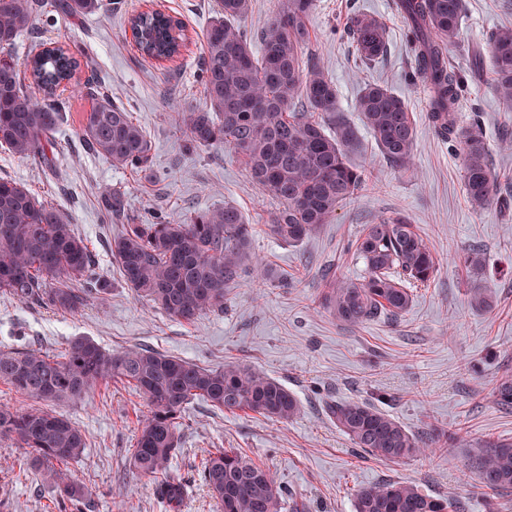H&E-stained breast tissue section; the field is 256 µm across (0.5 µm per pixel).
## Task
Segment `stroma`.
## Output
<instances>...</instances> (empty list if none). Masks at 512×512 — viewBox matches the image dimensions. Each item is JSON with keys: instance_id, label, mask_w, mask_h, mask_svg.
<instances>
[{"instance_id": "obj_1", "label": "stroma", "mask_w": 512, "mask_h": 512, "mask_svg": "<svg viewBox=\"0 0 512 512\" xmlns=\"http://www.w3.org/2000/svg\"><path fill=\"white\" fill-rule=\"evenodd\" d=\"M218 2L102 0L98 11L77 20L48 9L40 15L39 26L48 37L77 53L80 78L97 73L113 101L145 126L153 143V168L143 179L87 150L80 125L94 101L84 94L69 98L52 165L0 148V177L54 204L88 242L105 287L101 293L88 292L74 314L0 294V348L33 347L58 355L70 339L85 336L112 352L141 347L207 367L236 362L288 387L299 412L283 423L250 412L227 414L201 400L187 405L178 430L181 452L168 471L189 482L181 512H217L197 475L202 459L217 448L236 449L270 468L290 499L305 503L308 512H353L355 491L383 480L462 501L467 512H486L470 446L512 438V413L500 411L489 397L495 380L512 371V210L478 214L471 209L461 155L431 123L424 85L412 76L410 31L396 0H317L303 56L317 61L334 81L340 112L359 128L351 160L374 177L300 244L288 246L269 236L264 221L277 201L256 188L231 149L192 147L184 131L186 113L206 104L202 35ZM464 3L460 35L448 51L449 67L465 80L458 122H480L492 168L511 194L512 111L494 90L485 41L494 29L512 28V0ZM155 9L181 20L185 40L174 57L149 61L136 47L127 20ZM356 11L377 15L387 25L388 52L370 64L358 58L344 34L348 16ZM374 83L391 89L413 116L417 145L410 171L391 166L358 125L357 97ZM109 190L123 196L124 220L104 210L101 195ZM227 202L252 223L251 252L272 269L274 281L245 273L223 310L189 324L170 319L125 285L110 251L125 224L154 213L180 222ZM398 214L418 227L439 263L437 274L416 289L411 308L397 320L338 324L318 305L322 273L363 276L352 241L364 225ZM473 246L485 253L478 282L494 301L489 311L472 306L473 282L458 266L459 255ZM336 399L372 401L412 433L434 427L456 431L466 444L399 464L361 458L324 411ZM56 409L86 436L82 457L68 470L89 493L88 512H170L154 481L137 476L130 465L140 420L148 411L142 396L112 381ZM27 455V449L0 439V499L7 512H54L53 487L19 473Z\"/></svg>"}]
</instances>
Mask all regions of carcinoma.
Instances as JSON below:
<instances>
[{"mask_svg":"<svg viewBox=\"0 0 512 512\" xmlns=\"http://www.w3.org/2000/svg\"><path fill=\"white\" fill-rule=\"evenodd\" d=\"M100 0H54L66 17L94 13ZM314 0H279L275 17L261 30L259 52L237 22L251 0H221V13L203 36L201 74L209 107L188 113L191 145L222 144L242 159L252 182L279 203L267 221L271 235L296 245L369 181L371 171L351 163L358 147L357 128L338 112L336 87L302 48ZM41 0H0V147L20 157L48 160L53 134L64 118L68 88L98 97L81 127L86 148L112 166L141 176L150 173L153 144L140 122L102 90L96 73L76 80L77 62L63 47H46L35 26ZM412 30L417 74L432 89L429 118L438 132L456 144L463 161L464 187L473 211L505 208L481 125L457 123L455 112L464 80L448 67V48L456 42L464 18L463 0H397ZM143 55L154 59L178 53L182 22L163 12L139 14L130 21ZM345 31L361 61L387 54L385 24L376 16L352 13ZM27 34L33 46L26 60L12 54ZM497 96L512 109V28L487 37ZM43 92L38 99L29 91ZM356 110L378 150L405 171L416 147V129L403 101L390 89L368 84ZM253 227L235 205L194 213L181 224L157 217L128 224L112 240V258L127 286L170 318L189 323L224 310V300L248 266L270 279L267 266L252 261ZM365 267L363 279L326 273L318 304L336 321L354 326L381 316H402L413 301V285L434 278L436 259L406 216L366 224L352 244ZM466 273L485 265L474 246L459 256ZM98 284L93 254L55 206L25 186L0 178V293L20 301L38 300L75 313L83 288ZM109 380L134 385L149 413L131 451V465L142 477L159 479L179 452V419L200 399L229 413L252 412L275 421L296 416L299 402L288 388L263 371L233 362L203 367L143 348L109 352L86 337L70 340L60 357L37 349L0 350V381L16 392L45 402L76 398ZM489 397L512 413V374L496 380ZM330 418L364 459L397 463L426 451L452 448L458 433L419 436L370 401L338 400L326 406ZM9 438L33 454L30 467L55 488L58 512H83L88 491L75 483L66 465L86 448L82 431L63 415L45 408L24 412L0 405V439ZM477 482L496 500L512 495V439H485L473 448ZM201 480L220 512H284L288 494L268 468L233 448H217L205 459ZM158 495L178 510L185 487L159 479ZM354 512H465L460 501L429 494L405 482L385 481L362 487L353 497Z\"/></svg>","mask_w":512,"mask_h":512,"instance_id":"carcinoma-1","label":"carcinoma"}]
</instances>
